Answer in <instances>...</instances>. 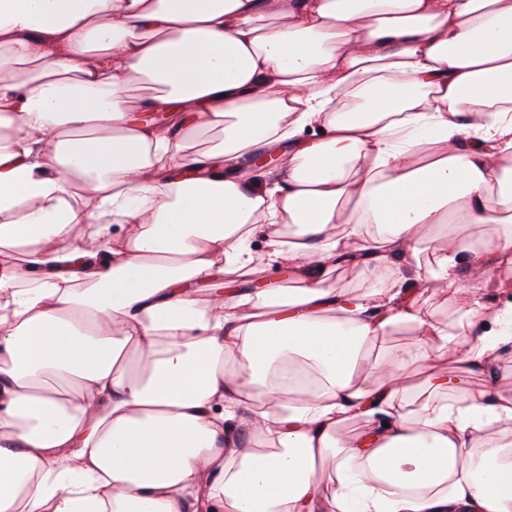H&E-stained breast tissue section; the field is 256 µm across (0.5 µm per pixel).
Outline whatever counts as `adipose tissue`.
<instances>
[{
	"mask_svg": "<svg viewBox=\"0 0 512 512\" xmlns=\"http://www.w3.org/2000/svg\"><path fill=\"white\" fill-rule=\"evenodd\" d=\"M511 269L512 0H0V512H512ZM455 230L462 236L491 243H496L499 235L496 224H457ZM429 365L448 377V388L437 390L434 394L440 400L456 399L463 388L478 386L483 380V375H466L458 369L457 354L455 351H447L433 358Z\"/></svg>",
	"mask_w": 512,
	"mask_h": 512,
	"instance_id": "obj_1",
	"label": "adipose tissue"
}]
</instances>
